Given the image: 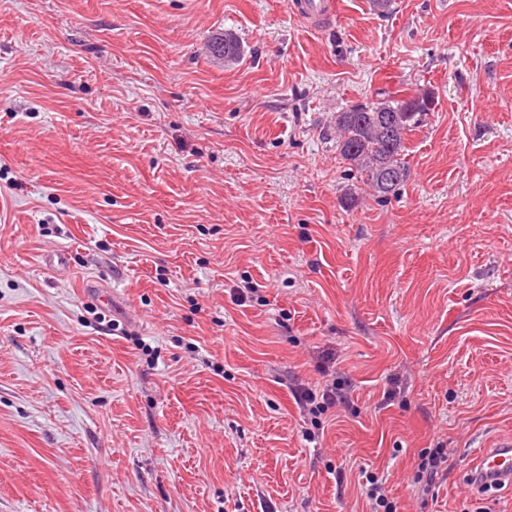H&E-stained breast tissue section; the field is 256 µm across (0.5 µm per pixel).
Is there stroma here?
I'll use <instances>...</instances> for the list:
<instances>
[{
    "label": "stroma",
    "mask_w": 512,
    "mask_h": 512,
    "mask_svg": "<svg viewBox=\"0 0 512 512\" xmlns=\"http://www.w3.org/2000/svg\"><path fill=\"white\" fill-rule=\"evenodd\" d=\"M288 2L0 0V512H512V0ZM425 90L380 200L336 114ZM292 13L302 19L310 29H320L336 12L331 0H293L289 2ZM211 52L214 57L224 59V65L230 66L240 59L243 49L232 34L224 33V38L212 42ZM339 378L335 377L331 383L320 389L302 385L295 389L301 413L310 419V424L316 430L320 429L321 416L329 408L343 407L349 403L352 383L349 380H338ZM476 468L484 479L475 486H512V438L483 449ZM418 460L413 482L420 486L423 493H428L448 462L447 448L441 442L437 443L435 448L422 451ZM366 498L373 506V511L378 512L379 508L382 512H400L397 508V503L390 500L386 494L384 483L375 475L366 474Z\"/></svg>",
    "instance_id": "stroma-1"
}]
</instances>
